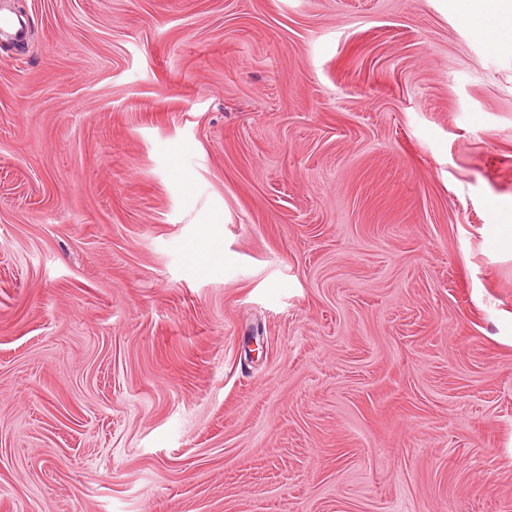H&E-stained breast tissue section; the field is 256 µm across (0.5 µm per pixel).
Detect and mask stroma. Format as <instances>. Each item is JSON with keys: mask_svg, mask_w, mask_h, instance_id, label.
<instances>
[{"mask_svg": "<svg viewBox=\"0 0 512 512\" xmlns=\"http://www.w3.org/2000/svg\"><path fill=\"white\" fill-rule=\"evenodd\" d=\"M0 10V512H512V45L455 0Z\"/></svg>", "mask_w": 512, "mask_h": 512, "instance_id": "obj_1", "label": "stroma"}]
</instances>
